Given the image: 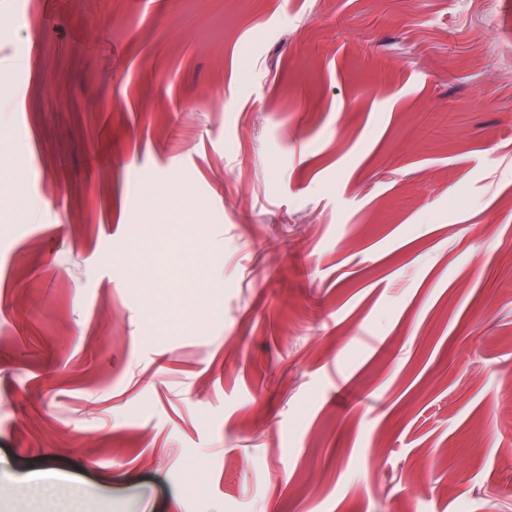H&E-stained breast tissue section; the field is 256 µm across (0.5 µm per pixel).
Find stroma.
Here are the masks:
<instances>
[{"mask_svg": "<svg viewBox=\"0 0 512 512\" xmlns=\"http://www.w3.org/2000/svg\"><path fill=\"white\" fill-rule=\"evenodd\" d=\"M22 497L512 512V0H0Z\"/></svg>", "mask_w": 512, "mask_h": 512, "instance_id": "1", "label": "stroma"}]
</instances>
